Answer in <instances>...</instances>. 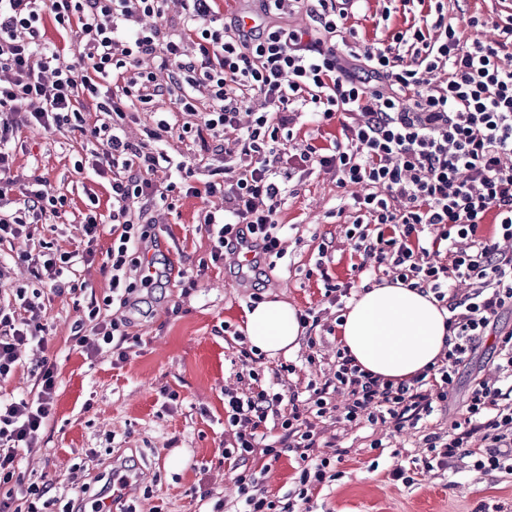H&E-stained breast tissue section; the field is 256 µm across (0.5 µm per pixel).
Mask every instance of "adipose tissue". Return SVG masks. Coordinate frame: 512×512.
Segmentation results:
<instances>
[{"label":"adipose tissue","mask_w":512,"mask_h":512,"mask_svg":"<svg viewBox=\"0 0 512 512\" xmlns=\"http://www.w3.org/2000/svg\"><path fill=\"white\" fill-rule=\"evenodd\" d=\"M447 316L431 295L399 284L365 282L348 304L341 342L363 369L400 381L443 356ZM246 333L253 348L273 357L296 351L305 329L291 304L272 299L248 312Z\"/></svg>","instance_id":"adipose-tissue-1"}]
</instances>
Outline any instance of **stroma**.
Returning a JSON list of instances; mask_svg holds the SVG:
<instances>
[{
  "label": "stroma",
  "instance_id": "1",
  "mask_svg": "<svg viewBox=\"0 0 512 512\" xmlns=\"http://www.w3.org/2000/svg\"><path fill=\"white\" fill-rule=\"evenodd\" d=\"M448 20L463 37H493L490 27L475 32L467 21L472 15L499 20L512 14V0H445ZM177 106L172 96L151 105L135 104L122 128L133 141L146 139L158 120L171 119ZM147 140V139H146ZM150 142V141H149ZM173 161L186 162L192 176L172 168L160 174V186L219 181L224 159L202 151L192 138L163 134L150 142ZM92 144L80 133H46L22 128L11 177L22 189L42 177L53 194L65 195V217L32 225V240L0 243V289L31 287L26 268L16 266V251L41 241L61 251L85 247L82 213L96 209L103 224L94 244L97 259L78 264L75 278L81 290L56 294L44 291L42 322L48 343L30 345L24 365L0 384V394L26 395L33 388L30 365L53 362L58 390L54 414L39 433L40 448L22 456L19 473L24 483L47 484L58 505L73 502L81 512H93L94 495L103 476L129 467L143 475L133 500L137 512H199L200 494L208 490L223 500L226 512L237 508L235 473L224 461V448L232 439L224 430L225 391L244 392L248 382L238 379L249 348L242 339L253 292L242 282L232 255L212 262L210 240L203 224L206 210L221 206L218 197L200 199L174 193L175 206L167 211L150 208L158 239L152 252L162 261H176L178 272L138 308L104 305L110 273L101 260L112 245V200L109 181L88 170ZM277 215L284 226L283 259L267 267L261 300L278 298L297 311L313 310L319 322L294 353L260 357L257 367L266 384L283 391H304L309 381L331 371L336 340L327 332L334 325L336 308L324 295L317 269V247L332 246L329 271L336 281L357 278L359 261L344 236L355 211V185H340L334 174L317 171L294 180ZM98 206H91V198ZM100 303L103 320L124 322L129 335L138 337L126 362L115 363L111 347L94 357L77 346L73 328L88 307ZM295 365L282 372V363ZM321 442L336 441L347 453L338 465L340 477L316 490L310 505H295V512H512V473L490 474L468 467L419 473L414 485L392 480V449L404 460L424 456L418 430L393 434L385 427L366 424L347 427L331 420L319 425ZM389 442V449H371L374 439Z\"/></svg>",
  "mask_w": 512,
  "mask_h": 512
}]
</instances>
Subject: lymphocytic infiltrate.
<instances>
[{
    "label": "lymphocytic infiltrate",
    "mask_w": 512,
    "mask_h": 512,
    "mask_svg": "<svg viewBox=\"0 0 512 512\" xmlns=\"http://www.w3.org/2000/svg\"><path fill=\"white\" fill-rule=\"evenodd\" d=\"M368 2L257 0L247 29L231 0H188L176 25L165 18L164 0H0V197L12 184L21 128H67L98 141L93 168L112 176L106 303L128 306L154 283L141 257L156 239L147 211L167 202L153 178L171 164L145 143L128 141L120 122L130 98L148 105L173 92L187 117L183 135L209 134L211 152L231 159L223 181L187 189L224 197L222 213L204 215L213 261L245 240L256 259L280 256L277 211L293 178L320 168L365 189L353 199L357 216L345 230L354 252L394 281L432 294L449 313L444 357L407 380L372 375L341 346L332 377L308 383L303 396L259 385V370L249 369L256 389L224 394V424L234 437L224 460L237 473L241 512H277L256 464L285 449L298 455L294 494L310 503L313 490L336 479L344 455L340 448L318 453L319 422L384 424L396 433L417 426L453 397L461 367L490 335L494 377L473 376L448 432L423 435L422 464L431 471L457 459L484 472L512 471V329L498 327L512 311V251L502 247L512 240V68L501 65L512 56V18L497 40H465L442 0H399L411 23L368 43L349 23L353 7ZM299 12L308 25L290 24ZM48 16L60 37L84 43L77 65L56 67L61 47L41 32ZM299 110L340 130L325 146L287 155L283 144L293 138ZM89 112L106 122L87 125ZM243 112L249 124L234 147H223L221 133L240 126ZM199 114L203 123H194ZM65 204L34 179L13 211H0V242L30 238L31 221L60 217ZM489 215L490 233L483 229ZM94 256L91 249L16 252L39 289H13L0 303V382L20 367L23 346L46 341L41 289L77 290L64 275ZM30 374L33 394L0 395V486L12 483L20 450H35L37 432L54 413V366L44 361ZM339 393L347 395L345 405L337 404ZM271 416L282 431L274 445L264 433Z\"/></svg>",
    "instance_id": "1"
}]
</instances>
